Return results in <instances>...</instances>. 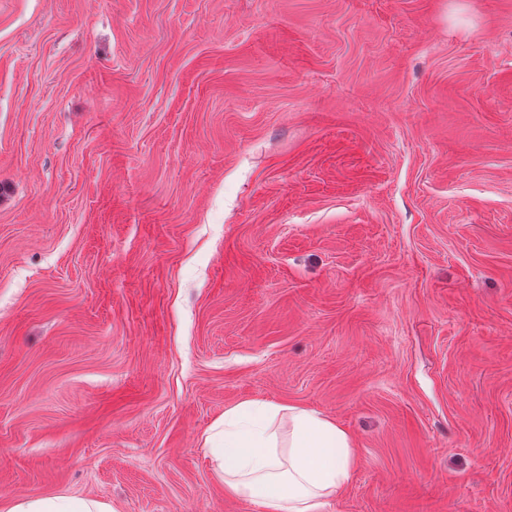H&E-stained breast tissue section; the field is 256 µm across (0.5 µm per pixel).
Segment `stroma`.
Returning <instances> with one entry per match:
<instances>
[{
    "label": "stroma",
    "instance_id": "stroma-1",
    "mask_svg": "<svg viewBox=\"0 0 512 512\" xmlns=\"http://www.w3.org/2000/svg\"><path fill=\"white\" fill-rule=\"evenodd\" d=\"M246 400L512 512V0H0V502L261 512Z\"/></svg>",
    "mask_w": 512,
    "mask_h": 512
}]
</instances>
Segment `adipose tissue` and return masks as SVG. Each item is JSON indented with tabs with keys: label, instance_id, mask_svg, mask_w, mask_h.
I'll use <instances>...</instances> for the list:
<instances>
[{
	"label": "adipose tissue",
	"instance_id": "adipose-tissue-1",
	"mask_svg": "<svg viewBox=\"0 0 512 512\" xmlns=\"http://www.w3.org/2000/svg\"><path fill=\"white\" fill-rule=\"evenodd\" d=\"M207 441L225 489L262 512H325L350 481V436L306 408L244 401L225 411ZM0 512L111 510L96 500L50 496L9 501Z\"/></svg>",
	"mask_w": 512,
	"mask_h": 512
}]
</instances>
